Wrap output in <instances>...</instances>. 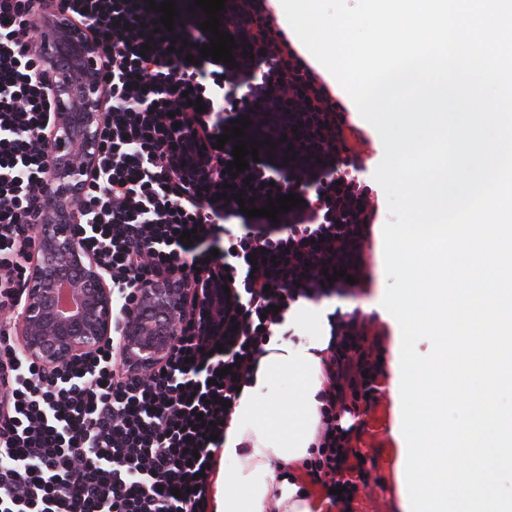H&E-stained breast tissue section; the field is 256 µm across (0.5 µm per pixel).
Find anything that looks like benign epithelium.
<instances>
[{
    "instance_id": "obj_1",
    "label": "benign epithelium",
    "mask_w": 512,
    "mask_h": 512,
    "mask_svg": "<svg viewBox=\"0 0 512 512\" xmlns=\"http://www.w3.org/2000/svg\"><path fill=\"white\" fill-rule=\"evenodd\" d=\"M42 65L51 76L54 117L41 135L50 191L37 225L38 247L30 266L20 314V355L53 368L96 351L112 336L113 298L100 266L75 231L85 176L97 166L104 113L97 51L86 31L60 18L39 22ZM66 41L85 63L72 79L75 59L55 51ZM187 288L176 275L152 282L125 320L122 353L143 374L161 363L179 336Z\"/></svg>"
}]
</instances>
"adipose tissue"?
<instances>
[{"instance_id": "1", "label": "adipose tissue", "mask_w": 512, "mask_h": 512, "mask_svg": "<svg viewBox=\"0 0 512 512\" xmlns=\"http://www.w3.org/2000/svg\"><path fill=\"white\" fill-rule=\"evenodd\" d=\"M325 303L298 301L287 315L289 338L272 337L251 386L243 388L226 431L215 512H320L304 480L313 452L323 386L320 352L330 341Z\"/></svg>"}]
</instances>
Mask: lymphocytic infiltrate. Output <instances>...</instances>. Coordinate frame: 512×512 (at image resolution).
I'll return each instance as SVG.
<instances>
[{
  "label": "lymphocytic infiltrate",
  "mask_w": 512,
  "mask_h": 512,
  "mask_svg": "<svg viewBox=\"0 0 512 512\" xmlns=\"http://www.w3.org/2000/svg\"><path fill=\"white\" fill-rule=\"evenodd\" d=\"M57 14L100 50L99 169L77 207L116 323L98 350L48 369L20 358L0 322V512H213L225 425L276 328L299 300L355 297L371 284L378 208L360 179L362 133L269 0H225L230 64L202 56L213 33L198 6L180 8L168 31L150 0H0V311L21 304L37 249L41 135L54 109L33 30ZM242 116L258 158L235 174V143L218 137ZM280 194L301 202L277 220L240 211L239 199L264 208ZM335 268L344 275L329 280ZM173 272L188 288L181 332L142 376L122 355L120 323L141 287ZM328 322L307 472L351 512L368 472L339 415L376 399L380 332L357 308Z\"/></svg>",
  "instance_id": "lymphocytic-infiltrate-1"
}]
</instances>
